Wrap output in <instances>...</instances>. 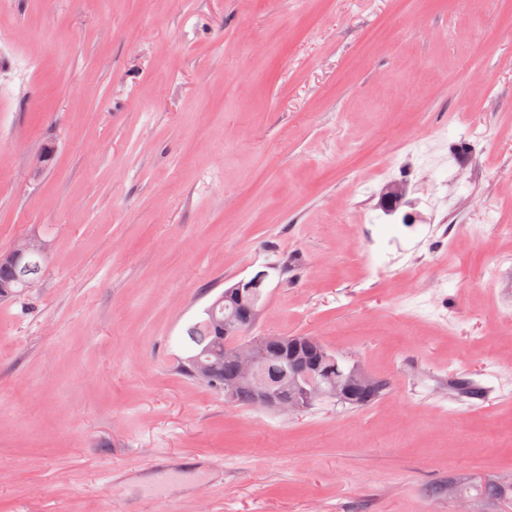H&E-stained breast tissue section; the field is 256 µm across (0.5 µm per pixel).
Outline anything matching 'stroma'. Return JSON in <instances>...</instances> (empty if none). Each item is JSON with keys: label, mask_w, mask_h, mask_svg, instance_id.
I'll return each instance as SVG.
<instances>
[{"label": "stroma", "mask_w": 512, "mask_h": 512, "mask_svg": "<svg viewBox=\"0 0 512 512\" xmlns=\"http://www.w3.org/2000/svg\"><path fill=\"white\" fill-rule=\"evenodd\" d=\"M495 220L512 0H0V250L50 242L0 305V512H458L428 488L512 475V408L448 383L512 384V309L474 290L512 289ZM270 263L255 334L318 337L379 403L183 375L186 327Z\"/></svg>", "instance_id": "35a3bbf8"}]
</instances>
